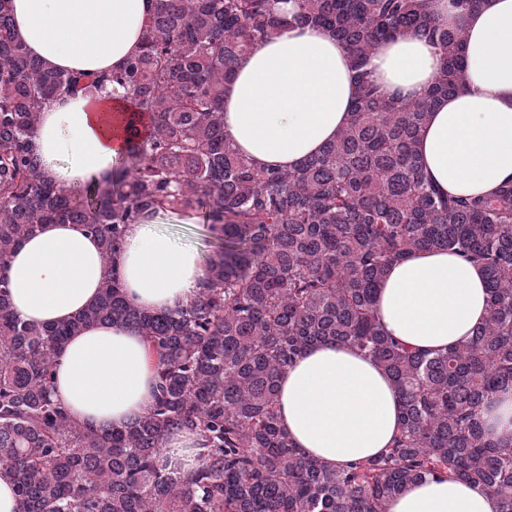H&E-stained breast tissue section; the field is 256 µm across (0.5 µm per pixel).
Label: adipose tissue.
<instances>
[{
	"instance_id": "obj_1",
	"label": "adipose tissue",
	"mask_w": 512,
	"mask_h": 512,
	"mask_svg": "<svg viewBox=\"0 0 512 512\" xmlns=\"http://www.w3.org/2000/svg\"><path fill=\"white\" fill-rule=\"evenodd\" d=\"M151 0H12L15 31L50 69L117 71L140 46ZM440 23L462 26L466 83L442 99L417 151L428 179L459 197L493 195L512 178V0H483L459 15L431 0ZM441 53L426 39L395 38L371 57L373 79L413 97L435 79ZM356 71L346 47L318 28L287 29L243 57L224 86V131L259 167L290 169L318 153L349 118ZM131 105L123 92L62 96L48 103L30 138L43 175L82 190L112 181L126 147ZM170 211L129 225L122 251L104 266L99 242L78 224H44L0 266L12 308L23 321L65 322L95 302L113 275L144 309L167 311L194 298L206 277L199 254L155 227ZM481 266L445 251H417L394 263L376 302L383 329L420 351L469 341L488 315ZM155 364L143 337L95 324L59 352L54 398L79 424L122 427L154 401ZM281 424L306 456L336 468L385 453L400 427L401 400L370 357L345 345L310 348L282 375ZM490 439L512 443V389L482 408ZM388 512H501L498 498L460 481L426 478Z\"/></svg>"
}]
</instances>
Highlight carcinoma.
<instances>
[{
  "label": "carcinoma",
  "mask_w": 512,
  "mask_h": 512,
  "mask_svg": "<svg viewBox=\"0 0 512 512\" xmlns=\"http://www.w3.org/2000/svg\"><path fill=\"white\" fill-rule=\"evenodd\" d=\"M298 26L350 51L351 119L297 167L259 169L224 133V84L255 45ZM404 35L443 55L413 99L367 69ZM463 43L429 0H154L139 52L92 79L44 68L0 0V264L40 225L68 223L110 263L149 210L199 211L223 237L197 296L170 311L140 309L106 277L72 320L38 326L15 315L0 278V472L16 512H387L426 477L478 486L512 512V444L480 421L486 401L512 389V179L491 198L445 196L417 153L437 101L464 86ZM107 85L125 90L148 133L128 142L117 181L77 196L43 177L29 138L47 102ZM420 250H447L486 276L484 324L434 355L387 335L375 314L387 269ZM97 323L140 333L156 363L152 408L121 428L79 426L52 396L57 350ZM327 343L371 356L402 399L392 448L336 469L296 450L278 408L280 377ZM175 433L203 448L185 475L156 464Z\"/></svg>",
  "instance_id": "carcinoma-1"
}]
</instances>
